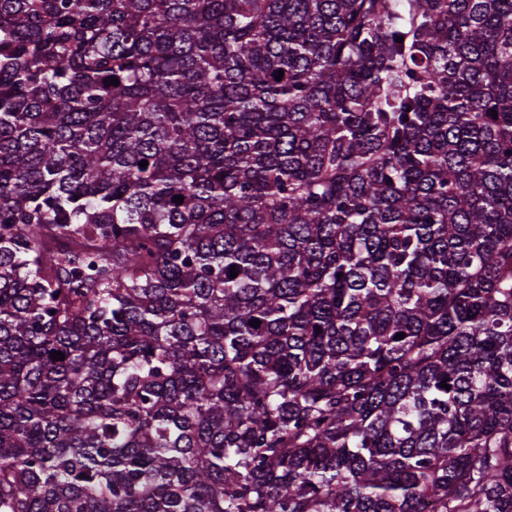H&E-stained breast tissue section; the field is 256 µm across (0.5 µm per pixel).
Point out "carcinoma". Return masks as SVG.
Masks as SVG:
<instances>
[{
	"mask_svg": "<svg viewBox=\"0 0 512 512\" xmlns=\"http://www.w3.org/2000/svg\"><path fill=\"white\" fill-rule=\"evenodd\" d=\"M430 503L512 512V0H0V512Z\"/></svg>",
	"mask_w": 512,
	"mask_h": 512,
	"instance_id": "cac0c4a2",
	"label": "carcinoma"
}]
</instances>
